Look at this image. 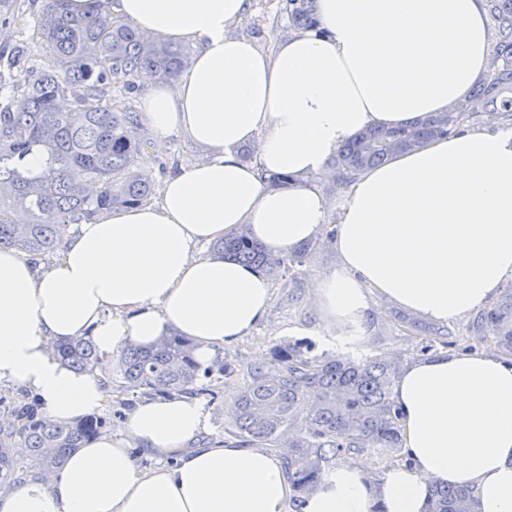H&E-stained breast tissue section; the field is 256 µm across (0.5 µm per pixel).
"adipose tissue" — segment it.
<instances>
[{"instance_id":"1","label":"adipose tissue","mask_w":512,"mask_h":512,"mask_svg":"<svg viewBox=\"0 0 512 512\" xmlns=\"http://www.w3.org/2000/svg\"><path fill=\"white\" fill-rule=\"evenodd\" d=\"M252 6L112 0L115 20L197 45L186 73L144 75L140 120L207 154L170 173L158 202L80 224L51 263L0 250V385L26 388L50 420L103 409L99 372L124 345L175 329L205 364L248 336L270 282L205 246L243 227L275 253L313 242L328 216L315 178L342 144L448 111L489 68L485 0H317L316 26L269 49L238 30ZM332 246L336 265L313 288L341 350L363 342L376 297L439 325L489 305L512 277V128L491 115L483 130L365 170L344 190ZM82 336L99 350L96 371L54 350ZM393 398L410 465L372 480L336 463L305 512H427L439 483L472 487L478 512H512V359L419 357L401 366ZM209 426L203 396L145 399L59 473L0 490V512H284L293 488L281 458L201 445ZM136 447L180 457L144 467Z\"/></svg>"}]
</instances>
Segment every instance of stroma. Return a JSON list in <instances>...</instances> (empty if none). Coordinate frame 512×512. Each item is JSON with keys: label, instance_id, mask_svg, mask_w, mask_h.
<instances>
[{"label": "stroma", "instance_id": "35a3bbf8", "mask_svg": "<svg viewBox=\"0 0 512 512\" xmlns=\"http://www.w3.org/2000/svg\"><path fill=\"white\" fill-rule=\"evenodd\" d=\"M41 0H17L16 5L24 23L20 33L0 29V72H6L5 59L15 48L16 39H23L27 48V63L37 67L43 62L41 36L34 22ZM242 29L255 37L262 48H269L276 41L288 37L294 30L288 13L287 0H253V13ZM156 156L142 158L138 169L150 175L153 184L161 182L179 165L201 159L206 154L203 147L194 145L179 135L161 136L157 139ZM336 263L332 249L319 246L304 262L285 277L271 281V305L264 320L253 332L238 343L226 346L225 352L233 360V372L227 376L200 379L210 409V428L203 439L231 441V423L228 409L234 396L248 380L252 370L267 366L274 345L297 339H312L315 354L328 350L316 331L320 327L319 311L314 303L312 284L317 275L331 269ZM399 310L383 303H375L366 324L365 343L360 356L400 353L403 360L424 356L426 348L434 352L451 354L471 353L489 349V342L480 340L474 327L476 313H468L447 325L451 333L449 345H428L423 335L407 331L399 320Z\"/></svg>", "mask_w": 512, "mask_h": 512}]
</instances>
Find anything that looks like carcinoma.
Returning a JSON list of instances; mask_svg holds the SVG:
<instances>
[{
  "mask_svg": "<svg viewBox=\"0 0 512 512\" xmlns=\"http://www.w3.org/2000/svg\"><path fill=\"white\" fill-rule=\"evenodd\" d=\"M312 0H288L296 25H315ZM16 0H0V28L16 23ZM497 28L492 62L512 59V0H489ZM44 63L20 66L25 57L16 46L8 102L0 104V248L28 256L50 257L72 224L111 208L141 203L151 186L135 167L156 145L139 133L137 114L112 104V85L142 69L170 79L185 67L188 50L114 21L109 0L74 16L67 0H42L37 16ZM108 62L103 67L102 62ZM74 98L64 111L58 102ZM478 108H493L512 123V64L493 67L490 79L474 90ZM459 112L398 128H370L341 146L335 165L345 181L456 130ZM45 157L36 172L22 167L30 152ZM313 250L306 246L278 254L242 229L213 245V251L268 274L284 276ZM481 340L493 342L512 358V284L483 309L477 319ZM68 366L93 369L97 351L89 339L58 346ZM272 361L252 372L234 397L229 414L239 444L285 448L283 460L292 479L293 512H304L308 493L336 458L372 448L402 449L399 410L393 387L399 373L396 357L375 355L355 360L341 355L308 357L297 343L272 348ZM124 379L121 391L156 395L196 392L200 377L232 373L231 362L217 357L201 365L194 346L175 330L152 347L127 345L117 355ZM13 421L0 428V487L30 473L49 472L101 429L92 418L76 424L55 423L28 404H13ZM429 512H477L466 486L436 488Z\"/></svg>",
  "mask_w": 512,
  "mask_h": 512,
  "instance_id": "1",
  "label": "carcinoma"
}]
</instances>
